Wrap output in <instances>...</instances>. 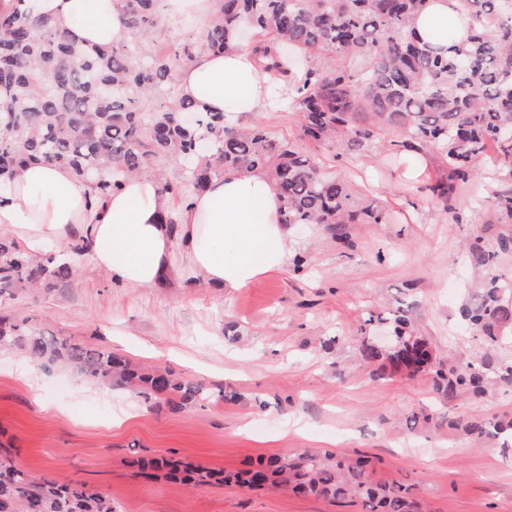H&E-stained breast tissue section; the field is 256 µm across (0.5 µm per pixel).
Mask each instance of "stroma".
<instances>
[{"label": "stroma", "mask_w": 512, "mask_h": 512, "mask_svg": "<svg viewBox=\"0 0 512 512\" xmlns=\"http://www.w3.org/2000/svg\"><path fill=\"white\" fill-rule=\"evenodd\" d=\"M272 137L311 151L322 171L347 179L360 197L383 202L377 224H349L348 243L318 224L292 228L289 265L238 291L171 274L156 288H128L88 253L56 252L66 285L23 295L13 318L47 334L160 368L200 384L206 400L170 409L164 395L139 397L82 377L0 354V445L15 463L59 483L82 482L116 512H363L361 503L297 497L278 488L191 487L146 480L130 463L175 457L211 470L304 449L366 453L378 483L410 486L429 512H512V452L449 428L456 414L512 419V399L494 394L438 400L428 376L374 375L359 351L364 319L396 301L413 305L441 358L480 351L459 317L476 294L463 250L503 232L491 205L496 178L457 189L451 210L427 192L386 187L398 133L380 131L367 156L310 149L291 111L255 116ZM222 390L238 392L222 402Z\"/></svg>", "instance_id": "1"}]
</instances>
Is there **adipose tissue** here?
Masks as SVG:
<instances>
[{
	"label": "adipose tissue",
	"instance_id": "adipose-tissue-1",
	"mask_svg": "<svg viewBox=\"0 0 512 512\" xmlns=\"http://www.w3.org/2000/svg\"><path fill=\"white\" fill-rule=\"evenodd\" d=\"M36 14L66 24L86 46L128 39L129 30L112 0H33ZM469 34V17L459 0H430L414 21L425 43L448 44ZM180 98L201 112H220L230 126L271 107L267 79L254 50L236 46L224 54L199 53L177 71ZM401 164L393 182L404 190L433 180L426 148L409 140L398 146ZM168 200L147 175L128 178L103 204L91 206L89 188L71 170L32 163L13 172L0 188V233L38 255L50 245L86 244L95 267L129 288L163 284L171 271L211 288L239 290L290 263L289 230L279 222L276 187L261 170L225 172L183 209L180 221L166 223Z\"/></svg>",
	"mask_w": 512,
	"mask_h": 512
}]
</instances>
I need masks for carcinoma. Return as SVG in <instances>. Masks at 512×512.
Masks as SVG:
<instances>
[{
    "label": "carcinoma",
    "mask_w": 512,
    "mask_h": 512,
    "mask_svg": "<svg viewBox=\"0 0 512 512\" xmlns=\"http://www.w3.org/2000/svg\"><path fill=\"white\" fill-rule=\"evenodd\" d=\"M19 7L0 13V177L33 162L69 167L90 188L97 205L141 172L150 156L172 163L161 192L186 206L194 193L226 170H265L281 201V223L322 224L336 233L347 224H377L381 207L358 198L341 178L320 173L314 158L276 141L260 126L231 128L224 114H201L178 99L179 65L197 52H222L247 28L259 36L254 52L271 83L288 90L303 135L334 143L345 155H365L377 131L439 150L444 176L430 188L448 204L454 188L482 173L480 162L494 143V162L512 181V5L506 0H462L473 34L446 49L420 42L413 22L430 0H216V12L200 37L164 44L166 22L157 0H119L127 41L109 47L82 46L58 21ZM499 224H512V187L495 198ZM469 261L482 288L459 310L481 338L477 361H444L402 302L370 312L365 324H385L386 346L365 335L360 354L382 374L408 379L428 375L433 390L452 402L493 389L489 373L512 397V364L498 352L512 335V276L496 260L512 255V232L488 247L470 241ZM69 266L53 257H33L0 237V305L62 282ZM22 351L45 363L73 367L85 378L145 397L166 395L181 409L203 399V387L166 370L143 371L110 352L48 337L26 322L0 317V352ZM448 426L478 438L512 430V420H448ZM136 475L167 470L195 486L213 481L261 489L282 487L299 496L356 500L365 512H422L409 487L379 484L366 456L337 457L304 451L273 456L246 469L217 473L177 459L137 460ZM0 512H115L112 499L84 485L37 478L0 454Z\"/></svg>",
    "instance_id": "cac0c4a2"
}]
</instances>
